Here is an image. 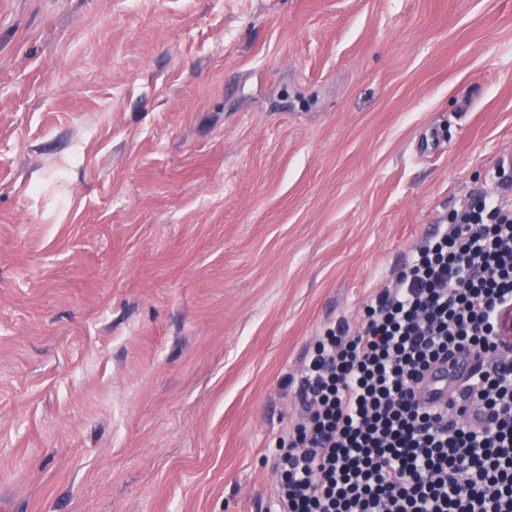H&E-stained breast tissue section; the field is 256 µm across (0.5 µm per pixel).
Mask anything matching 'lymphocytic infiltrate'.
<instances>
[{
    "instance_id": "1",
    "label": "lymphocytic infiltrate",
    "mask_w": 512,
    "mask_h": 512,
    "mask_svg": "<svg viewBox=\"0 0 512 512\" xmlns=\"http://www.w3.org/2000/svg\"><path fill=\"white\" fill-rule=\"evenodd\" d=\"M512 180L454 211L365 305L317 336L300 417L279 439L280 512H512ZM461 351L480 362L456 415L418 396Z\"/></svg>"
}]
</instances>
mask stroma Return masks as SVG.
<instances>
[{"mask_svg": "<svg viewBox=\"0 0 512 512\" xmlns=\"http://www.w3.org/2000/svg\"><path fill=\"white\" fill-rule=\"evenodd\" d=\"M512 151V0H0V500L275 512L316 336Z\"/></svg>", "mask_w": 512, "mask_h": 512, "instance_id": "1", "label": "stroma"}]
</instances>
